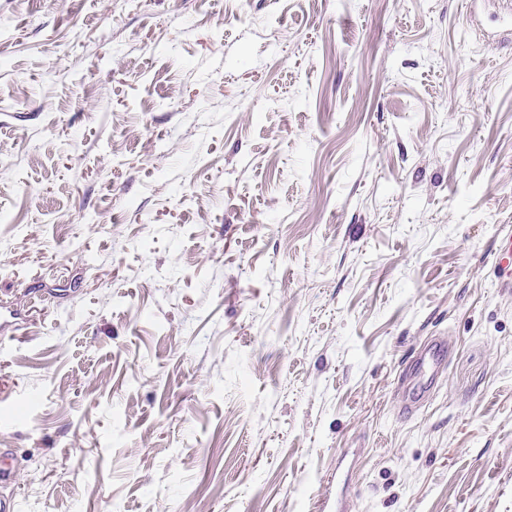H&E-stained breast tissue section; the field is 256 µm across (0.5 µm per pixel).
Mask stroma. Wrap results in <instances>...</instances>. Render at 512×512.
<instances>
[{"mask_svg": "<svg viewBox=\"0 0 512 512\" xmlns=\"http://www.w3.org/2000/svg\"><path fill=\"white\" fill-rule=\"evenodd\" d=\"M511 232L512 0H0L18 512H512Z\"/></svg>", "mask_w": 512, "mask_h": 512, "instance_id": "obj_1", "label": "stroma"}]
</instances>
